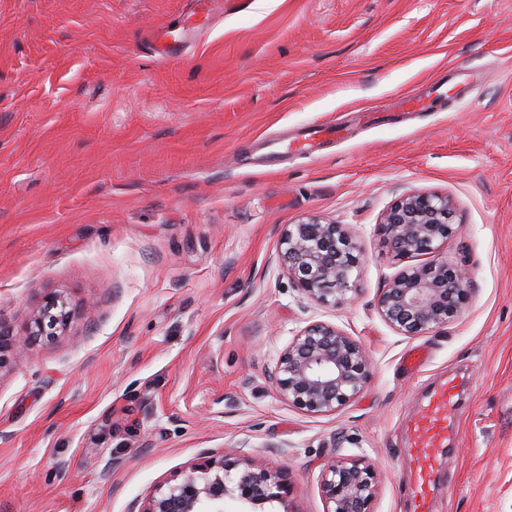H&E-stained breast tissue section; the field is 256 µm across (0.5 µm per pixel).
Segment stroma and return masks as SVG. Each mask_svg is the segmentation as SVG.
Masks as SVG:
<instances>
[{"mask_svg":"<svg viewBox=\"0 0 512 512\" xmlns=\"http://www.w3.org/2000/svg\"><path fill=\"white\" fill-rule=\"evenodd\" d=\"M197 0H0V326L47 295L67 328L0 369V512H129L209 456L287 463V504L326 512L328 457L377 471L373 512H412L408 427L458 384L431 512H512V0H248L214 5L175 59L151 37ZM447 78L436 108L398 98ZM345 128L314 156L245 163L270 134ZM456 205L450 260L472 298L405 336L375 303L407 264L378 233L401 196ZM344 225L363 253L340 305L279 260L285 225ZM323 321L365 348L355 399L310 415L276 359ZM430 359L411 373V347Z\"/></svg>","mask_w":512,"mask_h":512,"instance_id":"35a3bbf8","label":"stroma"}]
</instances>
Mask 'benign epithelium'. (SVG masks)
<instances>
[{
  "label": "benign epithelium",
  "instance_id": "benign-epithelium-1",
  "mask_svg": "<svg viewBox=\"0 0 512 512\" xmlns=\"http://www.w3.org/2000/svg\"><path fill=\"white\" fill-rule=\"evenodd\" d=\"M379 231L400 258L431 256L425 264L404 269L383 290L377 301L380 316L409 336L448 325L471 298L466 270L444 254L445 243L460 232L452 201L446 195L408 194L384 213ZM279 256L298 289L314 302L341 304L354 291L350 270L360 263V249L340 224L311 219L286 226ZM67 321L62 296H48L23 332H0V369L11 354L55 335ZM370 376L371 365L361 343L318 322L301 329L279 353L274 386L294 408L324 415L356 398ZM233 468L224 457L211 456L188 467L175 483L159 486L136 512H224L228 498L245 508L285 503L289 494L285 466L248 464L234 474ZM321 489L327 512H372L375 467L360 458L335 456L324 464Z\"/></svg>",
  "mask_w": 512,
  "mask_h": 512
}]
</instances>
